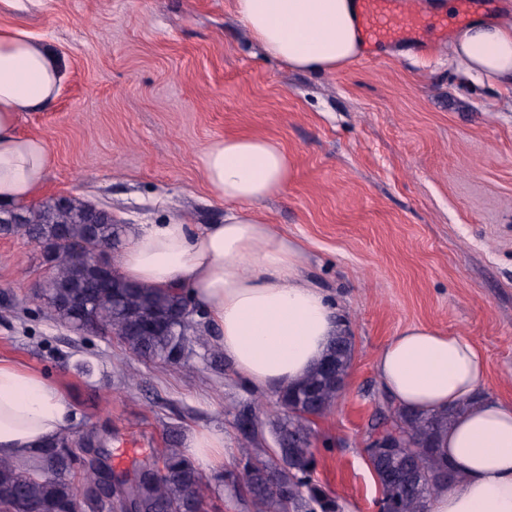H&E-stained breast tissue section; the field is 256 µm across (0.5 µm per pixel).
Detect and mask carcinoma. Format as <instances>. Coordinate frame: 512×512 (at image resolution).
I'll list each match as a JSON object with an SVG mask.
<instances>
[{
  "label": "carcinoma",
  "instance_id": "1",
  "mask_svg": "<svg viewBox=\"0 0 512 512\" xmlns=\"http://www.w3.org/2000/svg\"><path fill=\"white\" fill-rule=\"evenodd\" d=\"M27 224H0L1 236H21L35 243L53 268L40 297L51 315L76 330L92 329L115 337L132 355L165 368L186 364L208 329L182 321L185 292L145 288L124 279L107 262L102 269L81 257L98 248L119 247L123 225L112 213L97 212L74 197L24 207ZM347 329L333 337L323 359L297 384L277 391L278 409L261 420L255 401L240 414L239 425L251 447L233 474L250 496L256 512H336V499L316 482L314 420L338 402L352 359ZM446 411L414 413L383 401L381 426H390L396 444L385 449L375 467L387 512H429L431 498L457 481L440 441L448 431ZM283 435L285 445L263 451L265 431ZM85 455L75 457L64 436L31 465L0 460V512H77L78 490L104 488L112 512H204L206 479L183 454L178 438L133 471L112 473L105 451L85 442Z\"/></svg>",
  "mask_w": 512,
  "mask_h": 512
}]
</instances>
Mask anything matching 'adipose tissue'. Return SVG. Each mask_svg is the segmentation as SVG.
<instances>
[{"label": "adipose tissue", "mask_w": 512, "mask_h": 512, "mask_svg": "<svg viewBox=\"0 0 512 512\" xmlns=\"http://www.w3.org/2000/svg\"><path fill=\"white\" fill-rule=\"evenodd\" d=\"M234 10L270 57L297 71H336L364 51L356 0H234ZM450 51L466 73L512 87V25L478 20L457 28ZM55 54L26 31L0 26V205L29 203L53 165L45 139L19 129L24 112L57 99ZM224 220L192 230L170 216L144 224L117 257L127 280L184 288L208 313L224 356L257 390L298 382L340 328L328 292L303 270L301 247L259 211L287 186L291 160L269 137L238 134L199 151ZM374 368L395 405L452 410L442 450L460 481L430 512H512V404L479 397L486 375L466 338L408 324L379 351ZM72 407L59 386L24 365L0 360V457L35 458L71 431Z\"/></svg>", "instance_id": "1"}]
</instances>
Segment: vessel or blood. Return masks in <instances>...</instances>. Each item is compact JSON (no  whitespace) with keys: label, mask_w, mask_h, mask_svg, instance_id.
Masks as SVG:
<instances>
[{"label":"vessel or blood","mask_w":512,"mask_h":512,"mask_svg":"<svg viewBox=\"0 0 512 512\" xmlns=\"http://www.w3.org/2000/svg\"><path fill=\"white\" fill-rule=\"evenodd\" d=\"M358 4L361 33L368 47L419 39V21L402 9L401 0H358Z\"/></svg>","instance_id":"b4317fda"}]
</instances>
